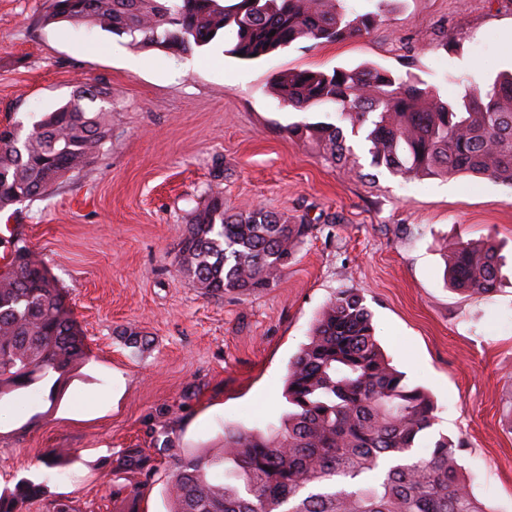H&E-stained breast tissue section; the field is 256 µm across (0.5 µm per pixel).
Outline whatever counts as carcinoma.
I'll return each mask as SVG.
<instances>
[{
	"instance_id": "cac0c4a2",
	"label": "carcinoma",
	"mask_w": 512,
	"mask_h": 512,
	"mask_svg": "<svg viewBox=\"0 0 512 512\" xmlns=\"http://www.w3.org/2000/svg\"><path fill=\"white\" fill-rule=\"evenodd\" d=\"M377 17H352L343 0H52L48 19L182 53L231 27L236 42L227 53L256 60L305 39L359 36ZM273 81L296 111L335 105L337 123L295 124L289 134L315 142L338 165L356 163L346 123L364 131L370 166L395 176L462 174L512 185V72L453 98L383 68H293ZM99 94L93 85L75 89L76 108L44 114L24 137L13 124L0 128V211L43 195L111 141L112 107L97 104ZM314 230L262 208L235 213L213 191L179 243L182 273L208 295L259 292L283 277ZM13 259L20 274L0 280V399L40 383L52 400L85 359V344L43 262L18 244ZM500 269L494 245L461 241L448 279L461 293H492ZM285 398L291 409L280 424L227 426L220 452L179 458L166 488L169 512H487L463 475L465 447L429 438L437 407L383 355L358 292L343 290L326 304L289 366ZM76 462L56 448L42 458L47 468ZM113 469L128 478L111 495L136 512L154 471L151 454L125 448ZM47 497V479L23 477L0 490V512H25Z\"/></svg>"
}]
</instances>
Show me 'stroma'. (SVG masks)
I'll list each match as a JSON object with an SVG mask.
<instances>
[{
    "mask_svg": "<svg viewBox=\"0 0 512 512\" xmlns=\"http://www.w3.org/2000/svg\"><path fill=\"white\" fill-rule=\"evenodd\" d=\"M50 0H0V125L31 131L72 91L112 95L111 144L46 194L0 212L62 289L87 347L56 401L41 385L0 399V488L41 475L80 512H126L111 459L168 444L138 512H166L175 456L215 452L224 428L263 429L288 411V368L336 293L358 291L375 335L410 385L437 403L433 433L462 440L461 464L489 512H512V187L488 179L407 180L334 164L289 125L332 122L334 105L298 112L271 78L288 68L379 67L446 97L512 69V0H346L380 11L367 33L301 41L258 61L226 53L225 29L183 54L90 25L52 22ZM314 225L272 288L208 295L183 275L177 245L208 192ZM492 239L496 292L445 280L457 242ZM143 339L128 345L129 332Z\"/></svg>",
    "mask_w": 512,
    "mask_h": 512,
    "instance_id": "35a3bbf8",
    "label": "stroma"
}]
</instances>
